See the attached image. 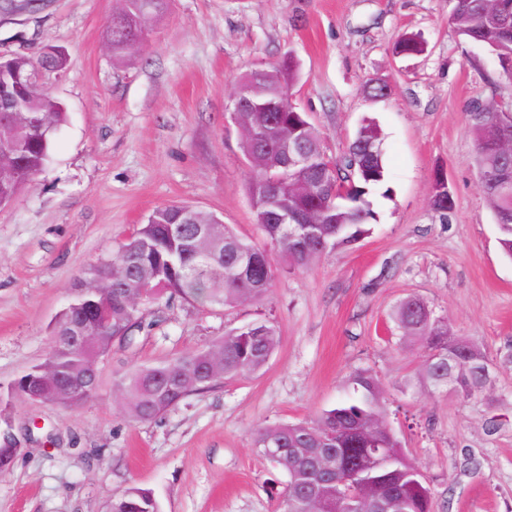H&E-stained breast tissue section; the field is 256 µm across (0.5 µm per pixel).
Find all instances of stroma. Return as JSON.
<instances>
[{
  "instance_id": "35a3bbf8",
  "label": "stroma",
  "mask_w": 512,
  "mask_h": 512,
  "mask_svg": "<svg viewBox=\"0 0 512 512\" xmlns=\"http://www.w3.org/2000/svg\"><path fill=\"white\" fill-rule=\"evenodd\" d=\"M115 0L0 7V52L49 47L68 57L48 85L68 121L47 170L0 208V392L42 361L76 279L145 223L187 203L219 216L277 268L266 301L209 310L150 306L159 321L101 368L98 396L77 409L0 399L22 449L0 472V512H106L128 485L162 512H278L270 481L288 476L254 446L262 427L314 420L375 373L388 420L432 492L434 512H512V258L499 244L473 165L466 109L512 104V82L487 48L458 33L453 0H166L148 42L113 58ZM425 44L399 55L403 35ZM294 58V101L343 156L363 120L383 137L377 214L356 245L311 266H283L256 224L241 133L227 108L237 79ZM390 94L370 97L367 81ZM455 206L431 204L437 169ZM422 299L453 335L474 341L492 390L462 398L425 383L423 353L392 318ZM258 318L280 344L265 368L196 392L157 420L127 417L112 382L134 363L192 352Z\"/></svg>"
}]
</instances>
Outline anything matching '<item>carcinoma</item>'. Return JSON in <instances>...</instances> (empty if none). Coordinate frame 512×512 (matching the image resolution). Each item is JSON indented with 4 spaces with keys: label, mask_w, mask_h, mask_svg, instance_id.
<instances>
[{
    "label": "carcinoma",
    "mask_w": 512,
    "mask_h": 512,
    "mask_svg": "<svg viewBox=\"0 0 512 512\" xmlns=\"http://www.w3.org/2000/svg\"><path fill=\"white\" fill-rule=\"evenodd\" d=\"M453 21L460 34L484 44L496 58L500 75L512 81V0H456ZM112 55L125 56L145 41L139 29L108 26ZM58 60L44 52L11 58L18 70L55 69ZM254 94L274 95L278 104L292 93L298 80L293 60L249 71ZM508 108L470 103L466 120L475 143L474 160L479 175L496 173L500 183L485 181L482 190L494 213L499 243L512 258V162L502 157L500 143H512ZM242 132L241 150L251 169L248 193L254 219L278 246L288 266L305 268L327 249L356 244L376 220L368 196L384 181L382 135L366 119L347 153L330 156L309 117L301 111L261 112L242 108L230 113ZM30 126L22 150L0 155V193L15 196L50 162L52 143L67 121L61 102L41 93L29 101V110L18 117L0 112V134H11L17 121ZM300 137L309 152V164L284 169L277 148L291 137ZM347 187L346 194L328 199L330 187ZM432 204L443 216L453 210L450 188L434 174ZM183 205L167 204L152 211L146 222L112 255L99 259L81 281L112 279V291L74 288L51 329L44 360L29 367L11 385L10 395L32 401L39 386L40 402L76 408L95 396L101 384L61 388L80 375L95 351L107 355V343L131 349L136 337L148 332L157 320L147 319L145 306L160 300L203 308L260 304L270 293L275 276L265 251L241 238L216 216L195 209L179 218ZM286 209L316 227L317 237L301 236V225L279 224L272 214ZM197 224H213L205 236L191 239ZM84 323L88 344L64 347L60 336L70 322ZM394 319L402 335L421 342L427 355L424 378L448 388V323L430 314L420 299L409 297L397 306ZM280 343L276 325L257 319L230 331L224 339L180 357L131 366L116 382L126 412L134 422L152 421L190 394L208 390L218 382L261 370ZM353 395L322 412L310 423H278L259 430L255 447L289 477L279 493L280 512H433L429 487L419 469L400 452V444L387 427L382 386L376 374L356 372L349 379ZM377 432L376 447L383 457L360 452L369 447L364 434ZM358 460L370 478L360 484L344 476L328 477L318 460L334 466L343 458ZM108 512H161L153 493L131 484L115 494Z\"/></svg>",
    "instance_id": "carcinoma-1"
}]
</instances>
